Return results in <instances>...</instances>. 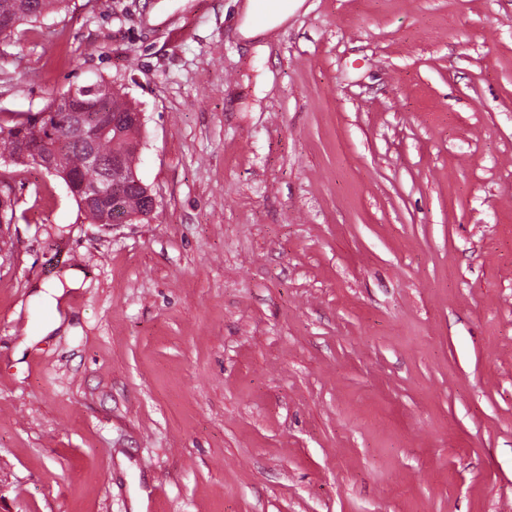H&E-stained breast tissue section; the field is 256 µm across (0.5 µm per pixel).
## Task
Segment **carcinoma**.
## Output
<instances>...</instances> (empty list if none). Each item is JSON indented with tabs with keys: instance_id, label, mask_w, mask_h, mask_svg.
<instances>
[{
	"instance_id": "obj_1",
	"label": "carcinoma",
	"mask_w": 512,
	"mask_h": 512,
	"mask_svg": "<svg viewBox=\"0 0 512 512\" xmlns=\"http://www.w3.org/2000/svg\"><path fill=\"white\" fill-rule=\"evenodd\" d=\"M67 0H0V38L12 36L16 27L26 22H36L40 18L59 9ZM75 111L92 117L85 125L87 131L95 130V137L87 140L70 137L63 142L54 155L52 174L64 179L71 186L70 193L83 206V185L99 181L103 169L88 165V151H94L107 166L112 156L122 154L129 164H134L136 147L140 144L141 126L128 121L126 113L135 112L134 107L119 90L109 88L104 93L80 97ZM30 140L28 153L17 152L20 137ZM52 139L47 122L33 123V117H26L11 125L0 124V157H8L15 164H39L40 145L38 141ZM112 195L120 197L128 212L136 213L147 205L145 190L128 180L111 186Z\"/></svg>"
}]
</instances>
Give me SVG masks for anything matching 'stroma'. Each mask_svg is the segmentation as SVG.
Instances as JSON below:
<instances>
[{
    "label": "stroma",
    "mask_w": 512,
    "mask_h": 512,
    "mask_svg": "<svg viewBox=\"0 0 512 512\" xmlns=\"http://www.w3.org/2000/svg\"><path fill=\"white\" fill-rule=\"evenodd\" d=\"M240 3L0 40V123L104 80L156 199L0 160V512H512V0ZM305 0L282 2L271 0L266 13L257 14L256 1L246 0L241 5V23L238 31L245 40H254L266 36L275 29L288 23L289 18L304 5ZM64 287L57 281L56 284L45 286L40 285L36 297L42 301V303L50 308L53 312L51 321L43 327L42 336H46L48 333L59 328L63 322V317L58 312V306L64 301Z\"/></svg>",
    "instance_id": "obj_1"
}]
</instances>
